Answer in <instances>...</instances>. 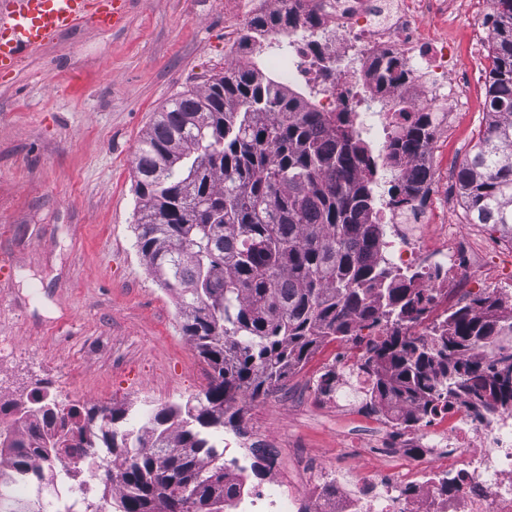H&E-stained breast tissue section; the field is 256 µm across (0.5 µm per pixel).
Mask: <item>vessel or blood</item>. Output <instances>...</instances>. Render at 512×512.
Masks as SVG:
<instances>
[{
    "mask_svg": "<svg viewBox=\"0 0 512 512\" xmlns=\"http://www.w3.org/2000/svg\"><path fill=\"white\" fill-rule=\"evenodd\" d=\"M129 0H16L8 22L0 25V69L17 62L45 41L84 21L97 28L115 26Z\"/></svg>",
    "mask_w": 512,
    "mask_h": 512,
    "instance_id": "vessel-or-blood-1",
    "label": "vessel or blood"
}]
</instances>
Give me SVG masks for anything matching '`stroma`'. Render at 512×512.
I'll return each instance as SVG.
<instances>
[{
  "label": "stroma",
  "instance_id": "1",
  "mask_svg": "<svg viewBox=\"0 0 512 512\" xmlns=\"http://www.w3.org/2000/svg\"><path fill=\"white\" fill-rule=\"evenodd\" d=\"M478 24L469 16L444 29L458 71L480 67L468 111L439 147V161L454 169L488 120L491 59L471 55ZM227 55L224 0H131L116 27L79 25L0 73V339L18 341L0 359V388L15 398L45 387L82 410L124 411L125 425L137 428L145 411L207 390L211 368L135 247L134 166L156 112L223 72ZM438 192L458 234L512 251L501 232L469 222L457 181ZM338 348L323 344L302 370L246 402L244 424L301 462L347 457L370 414L315 392Z\"/></svg>",
  "mask_w": 512,
  "mask_h": 512
}]
</instances>
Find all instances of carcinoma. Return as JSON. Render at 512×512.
<instances>
[{
  "instance_id": "obj_1",
  "label": "carcinoma",
  "mask_w": 512,
  "mask_h": 512,
  "mask_svg": "<svg viewBox=\"0 0 512 512\" xmlns=\"http://www.w3.org/2000/svg\"><path fill=\"white\" fill-rule=\"evenodd\" d=\"M490 121L478 150L457 171L472 224H490L512 241V0H492ZM424 113L390 142L416 157L429 138ZM367 145L347 112H306L254 67H231L205 88L186 91L156 113L135 158L136 246L149 270L180 301L182 330L211 367L204 397L152 411L138 428L108 408L80 412L36 389L17 404L50 430L0 432L15 476L50 480L51 457L73 448H107L136 462L116 475L117 512H224L236 488L224 482V452L212 435L237 428L240 396L257 398L301 368L328 339H359L380 316L396 322L369 340L357 362L365 406L411 402L410 427L453 399L475 414L512 410V350L486 365L473 352L500 335L504 296H476L448 312L434 336H411L432 300L416 291L421 272L384 265L372 169H359ZM331 366L316 384L336 392ZM0 512H42L5 492Z\"/></svg>"
}]
</instances>
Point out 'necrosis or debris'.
<instances>
[{"label":"necrosis or debris","instance_id":"necrosis-or-debris-1","mask_svg":"<svg viewBox=\"0 0 512 512\" xmlns=\"http://www.w3.org/2000/svg\"><path fill=\"white\" fill-rule=\"evenodd\" d=\"M479 0H288L298 20L295 34L270 29L268 40L287 41L288 53L272 56L262 70L290 89L322 87L323 112H353L362 138L375 147V186L380 205L373 215L388 227L380 248L397 269L446 267L447 276L426 278L420 286L435 304L460 301L482 253L467 237L450 234L448 250L427 253L416 232L420 224H444L447 210L400 201V182L422 175L430 184L448 181L436 161V147L447 139L457 113L467 111L473 73L455 74L454 43L435 38L421 25H437L468 15ZM277 0H247L229 10L226 40L237 58L250 56L240 36L258 17L278 14ZM435 115L432 136L421 156H393L394 131L413 124L420 113ZM224 479L240 485L226 499L224 512H512V411L475 417L450 405L436 419L417 423L389 449L388 460L370 469L345 461L283 478L282 455L270 436L243 429L224 442ZM263 460L266 477L253 482L250 470Z\"/></svg>","mask_w":512,"mask_h":512}]
</instances>
